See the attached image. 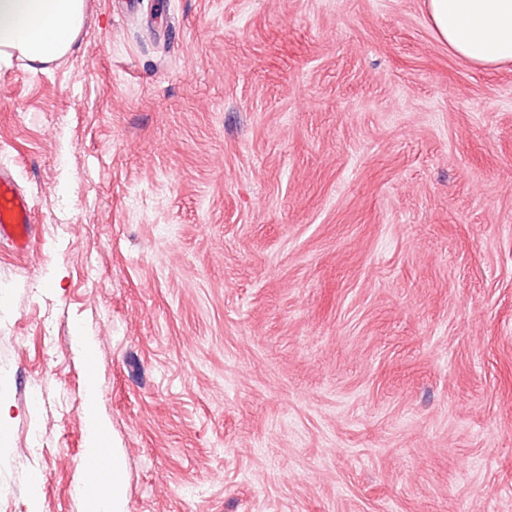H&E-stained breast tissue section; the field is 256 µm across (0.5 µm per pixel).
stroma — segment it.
<instances>
[{"label":"stroma","mask_w":512,"mask_h":512,"mask_svg":"<svg viewBox=\"0 0 512 512\" xmlns=\"http://www.w3.org/2000/svg\"><path fill=\"white\" fill-rule=\"evenodd\" d=\"M137 2L0 67V512H82L92 376L129 512H512V64L425 0ZM29 198L15 185L9 171L0 169V242L16 251L27 248L32 235Z\"/></svg>","instance_id":"obj_1"}]
</instances>
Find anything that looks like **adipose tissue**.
I'll list each match as a JSON object with an SVG mask.
<instances>
[{"label": "adipose tissue", "mask_w": 512, "mask_h": 512, "mask_svg": "<svg viewBox=\"0 0 512 512\" xmlns=\"http://www.w3.org/2000/svg\"><path fill=\"white\" fill-rule=\"evenodd\" d=\"M438 38L481 67L512 63V0H426ZM84 26V0H0V63L19 55L47 65L71 50ZM85 443L78 495L92 512H129L123 452L99 407L96 383L83 404Z\"/></svg>", "instance_id": "adipose-tissue-1"}]
</instances>
